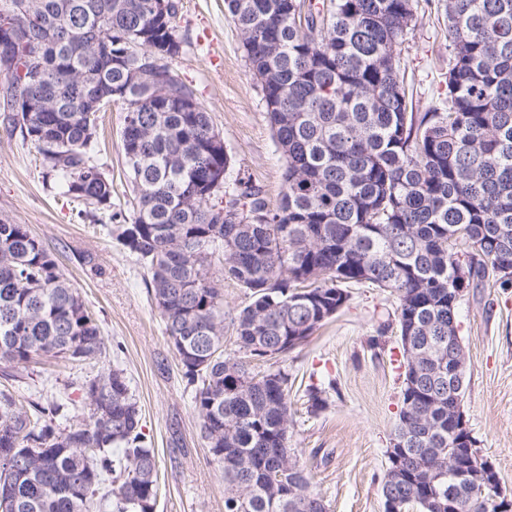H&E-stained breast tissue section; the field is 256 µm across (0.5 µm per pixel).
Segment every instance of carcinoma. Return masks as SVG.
Returning a JSON list of instances; mask_svg holds the SVG:
<instances>
[{"label": "carcinoma", "instance_id": "obj_1", "mask_svg": "<svg viewBox=\"0 0 512 512\" xmlns=\"http://www.w3.org/2000/svg\"><path fill=\"white\" fill-rule=\"evenodd\" d=\"M239 30L285 168L278 205L239 179L210 115L172 67L180 0H0L15 68L0 69V121L29 111L24 141L61 193L112 216V182L93 157L102 96L125 106L121 149L136 192L116 239L148 274L147 293L176 351L208 453L224 475V512H327L288 447V371L270 360L303 344L369 283L397 300L404 359L393 455L407 458L383 499L399 512H495L490 490L462 485L471 431L454 419L463 352L448 292L512 278V0H443L447 97L416 109L401 48L419 0H224ZM125 36L142 53L99 58ZM36 61L48 80L32 85ZM152 70L153 80L137 73ZM91 74L80 85L65 74ZM195 105H189V102ZM249 303L233 319L244 358L224 356V280ZM107 351L96 314L25 224L0 219V375L75 366ZM267 361L256 372L249 360ZM76 401H20L0 388V512H156L159 470L127 377L77 384ZM441 480L431 484L436 477Z\"/></svg>", "mask_w": 512, "mask_h": 512}]
</instances>
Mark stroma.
Wrapping results in <instances>:
<instances>
[{"instance_id": "1", "label": "stroma", "mask_w": 512, "mask_h": 512, "mask_svg": "<svg viewBox=\"0 0 512 512\" xmlns=\"http://www.w3.org/2000/svg\"><path fill=\"white\" fill-rule=\"evenodd\" d=\"M181 4L177 33L184 43L173 66L195 89L224 141L231 157L227 178L251 180L270 204H278L283 161L224 0ZM401 63L420 108L439 104L448 71L443 10L419 13ZM124 116L119 103L103 113L94 158L112 183L113 214L128 224L134 192L120 146ZM81 208L47 177L33 146L0 125V218L28 225L96 313L110 348L106 359L90 365L61 359L36 365L12 388L22 399L35 394L51 400L73 378L124 370L156 450V512H224V478L200 435L191 392L147 294V273L114 236L80 217ZM350 292L347 306L278 360L292 383L288 445L310 471L311 489L329 512H384L381 481L402 406L397 304L389 292L367 283L351 285ZM458 334L467 356L461 408L482 455L512 497V288L467 289ZM312 385L327 397L315 415L307 411Z\"/></svg>"}]
</instances>
